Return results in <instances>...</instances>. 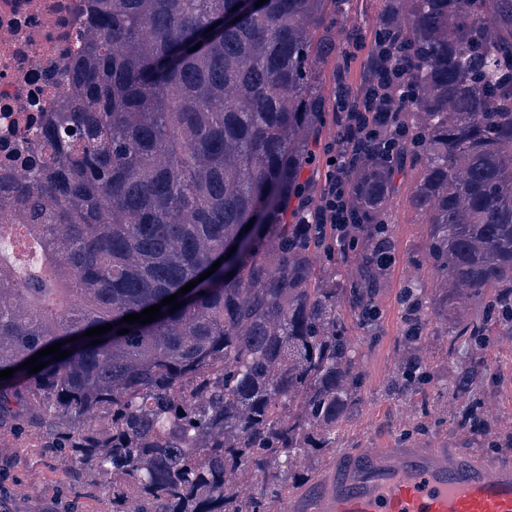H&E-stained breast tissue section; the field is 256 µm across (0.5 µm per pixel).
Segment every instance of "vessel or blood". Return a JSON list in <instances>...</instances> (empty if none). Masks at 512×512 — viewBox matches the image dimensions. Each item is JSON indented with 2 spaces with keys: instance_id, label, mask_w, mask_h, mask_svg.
Wrapping results in <instances>:
<instances>
[{
  "instance_id": "1",
  "label": "vessel or blood",
  "mask_w": 512,
  "mask_h": 512,
  "mask_svg": "<svg viewBox=\"0 0 512 512\" xmlns=\"http://www.w3.org/2000/svg\"><path fill=\"white\" fill-rule=\"evenodd\" d=\"M314 512H512V464L485 466L420 448H359Z\"/></svg>"
}]
</instances>
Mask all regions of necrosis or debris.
Returning <instances> with one entry per match:
<instances>
[{"mask_svg":"<svg viewBox=\"0 0 512 512\" xmlns=\"http://www.w3.org/2000/svg\"><path fill=\"white\" fill-rule=\"evenodd\" d=\"M91 0H0V163L63 99L67 64L93 25Z\"/></svg>","mask_w":512,"mask_h":512,"instance_id":"1","label":"necrosis or debris"}]
</instances>
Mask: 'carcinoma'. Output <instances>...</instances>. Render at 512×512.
<instances>
[{
  "instance_id": "carcinoma-1",
  "label": "carcinoma",
  "mask_w": 512,
  "mask_h": 512,
  "mask_svg": "<svg viewBox=\"0 0 512 512\" xmlns=\"http://www.w3.org/2000/svg\"><path fill=\"white\" fill-rule=\"evenodd\" d=\"M95 2L70 101L0 195L42 254L0 249V371L55 342L72 354L0 381V415L53 409L47 447L102 478L112 512H280L296 463L334 448L361 403L350 331L372 330L392 273L398 178L416 174L434 315L512 296V0H384L376 37L389 65L406 56L409 141L354 167L345 249L300 223L298 193L350 0ZM219 259L180 309L120 323ZM425 293L411 279L401 295L403 389L425 367ZM107 323L100 343L84 336ZM489 332L478 316L456 335Z\"/></svg>"
}]
</instances>
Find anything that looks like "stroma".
<instances>
[{"label":"stroma","instance_id":"35a3bbf8","mask_svg":"<svg viewBox=\"0 0 512 512\" xmlns=\"http://www.w3.org/2000/svg\"><path fill=\"white\" fill-rule=\"evenodd\" d=\"M382 0H352L347 18L336 31V48H352L349 33L370 36ZM413 180L400 183L392 201L391 222L398 253L388 288L379 300L376 340L355 331L364 374L362 404L336 432V451L308 473L297 489L313 502L335 477L339 454L355 448H445L460 455L476 452L496 463L512 459V326L495 323L484 342L459 338V323L475 317V306L449 312L447 323L431 324L423 345L427 373L418 391L390 393L388 383L402 354L399 340L405 314L399 296L409 276H419L427 291L436 279L423 258L429 226L410 202ZM479 362L481 374L466 394L452 386L462 369ZM38 426L25 414L8 419L0 430V512H112L111 493L98 477L71 456L42 448L49 413H38Z\"/></svg>","mask_w":512,"mask_h":512}]
</instances>
